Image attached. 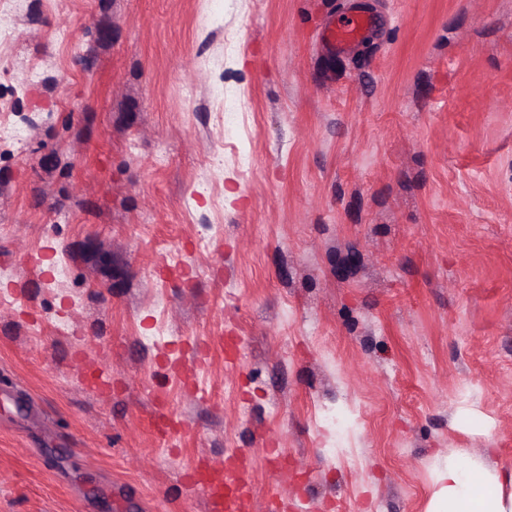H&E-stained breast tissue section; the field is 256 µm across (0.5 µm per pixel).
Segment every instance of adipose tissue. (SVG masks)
<instances>
[{
    "label": "adipose tissue",
    "mask_w": 512,
    "mask_h": 512,
    "mask_svg": "<svg viewBox=\"0 0 512 512\" xmlns=\"http://www.w3.org/2000/svg\"><path fill=\"white\" fill-rule=\"evenodd\" d=\"M425 512H512V469L456 453L438 466Z\"/></svg>",
    "instance_id": "obj_1"
}]
</instances>
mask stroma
<instances>
[{"mask_svg":"<svg viewBox=\"0 0 512 512\" xmlns=\"http://www.w3.org/2000/svg\"><path fill=\"white\" fill-rule=\"evenodd\" d=\"M0 20V512H208L224 463L424 512L437 459L512 468V0ZM370 21L360 16H347L334 20L321 32V38L337 52L344 51L352 43L361 39L368 29Z\"/></svg>","mask_w":512,"mask_h":512,"instance_id":"35a3bbf8","label":"stroma"}]
</instances>
